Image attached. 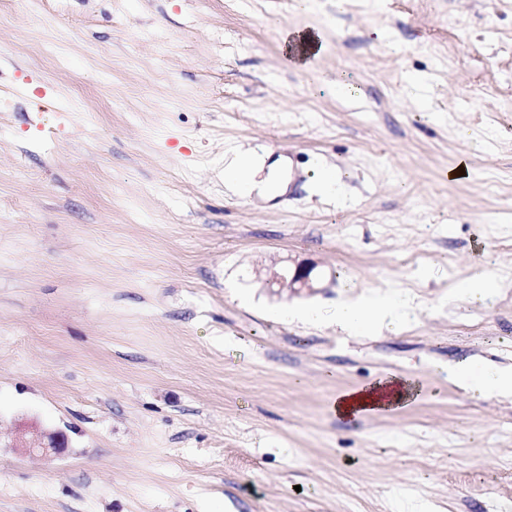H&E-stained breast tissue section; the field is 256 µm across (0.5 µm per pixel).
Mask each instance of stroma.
<instances>
[{"instance_id": "35a3bbf8", "label": "stroma", "mask_w": 512, "mask_h": 512, "mask_svg": "<svg viewBox=\"0 0 512 512\" xmlns=\"http://www.w3.org/2000/svg\"><path fill=\"white\" fill-rule=\"evenodd\" d=\"M462 362L512 371V0H0V512H512V395ZM390 374L419 397L337 417ZM255 173L248 158L239 159L234 165L224 169V183L236 188L243 196L249 195L258 188L269 197H275L283 192L284 187L273 177L267 178L262 183L254 179ZM314 269L312 265L300 264L296 266L293 273L290 272H279V271H267L265 275V282L269 288H273L275 285L284 283L289 280L288 285L291 284L293 288L297 290L310 291L315 288V281L311 277V273ZM410 304V299L402 296H360L336 306V325L351 335H358L369 327L381 324L398 326L403 322ZM456 379L471 389L488 392L512 393V372H492L464 363L455 370ZM66 446V436L61 431L40 428L35 423L24 422L18 426L13 448H24L29 453H58Z\"/></svg>"}]
</instances>
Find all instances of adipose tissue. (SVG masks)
Segmentation results:
<instances>
[{"label": "adipose tissue", "instance_id": "1", "mask_svg": "<svg viewBox=\"0 0 512 512\" xmlns=\"http://www.w3.org/2000/svg\"><path fill=\"white\" fill-rule=\"evenodd\" d=\"M410 304V299L402 296L393 298L361 296L338 304L335 320L337 326L344 332L357 335L373 326L401 324Z\"/></svg>", "mask_w": 512, "mask_h": 512}]
</instances>
